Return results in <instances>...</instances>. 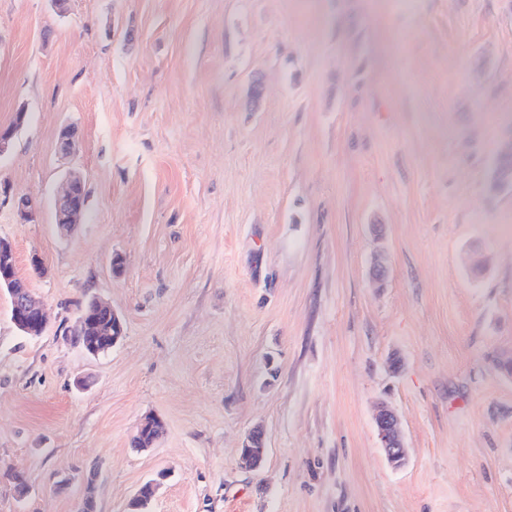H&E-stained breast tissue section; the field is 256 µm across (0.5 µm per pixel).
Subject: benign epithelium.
I'll list each match as a JSON object with an SVG mask.
<instances>
[{"label": "benign epithelium", "mask_w": 512, "mask_h": 512, "mask_svg": "<svg viewBox=\"0 0 512 512\" xmlns=\"http://www.w3.org/2000/svg\"><path fill=\"white\" fill-rule=\"evenodd\" d=\"M79 147L77 133L72 128L61 132V150L64 154L75 153ZM6 289L11 297V320L26 336L42 335L45 328L43 308L21 282L17 273L15 253L10 241L0 238V290ZM375 425L381 448L386 458L395 465H401L406 458V448L401 435L400 422L396 413L385 407H377L374 415ZM263 436L259 429L251 431L246 437L241 451V464L250 470L260 468L265 460V453L255 454L249 451L255 440Z\"/></svg>", "instance_id": "obj_1"}]
</instances>
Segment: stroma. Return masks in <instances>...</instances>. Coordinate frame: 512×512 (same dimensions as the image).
I'll return each mask as SVG.
<instances>
[{
    "instance_id": "35a3bbf8",
    "label": "stroma",
    "mask_w": 512,
    "mask_h": 512,
    "mask_svg": "<svg viewBox=\"0 0 512 512\" xmlns=\"http://www.w3.org/2000/svg\"><path fill=\"white\" fill-rule=\"evenodd\" d=\"M21 108L0 183L37 218L1 199L0 237L47 325L0 292V512H128L162 471L150 512H512V0H0ZM97 303L100 309H107L109 314L112 315H108L106 312H99L96 309L95 298L86 301L84 310L88 314L92 325L89 329L77 330L73 337L74 341L82 345L85 350H88V347H91L92 345L97 347H104L110 343L112 336L118 334L117 328L112 324V319H114L117 327L120 330L119 335L123 334L121 317L114 310H112V307L107 303H104L100 300H97ZM88 352L93 355H97L102 352V349L93 347L91 350H88ZM374 419L380 448H383L386 458L393 465H402L406 458V448L398 416L386 406H378Z\"/></svg>"
}]
</instances>
